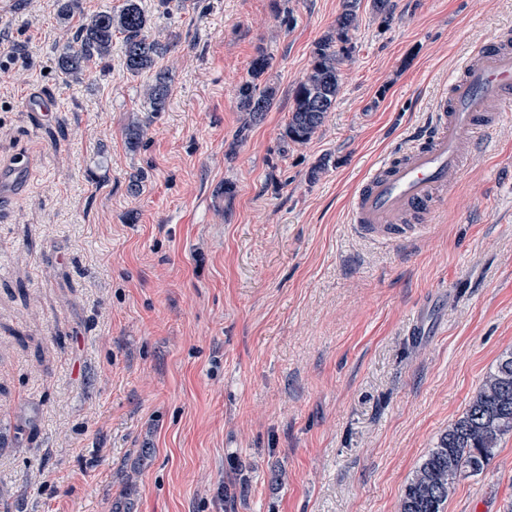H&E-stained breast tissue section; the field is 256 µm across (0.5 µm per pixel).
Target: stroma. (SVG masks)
Segmentation results:
<instances>
[{
    "label": "stroma",
    "mask_w": 512,
    "mask_h": 512,
    "mask_svg": "<svg viewBox=\"0 0 512 512\" xmlns=\"http://www.w3.org/2000/svg\"><path fill=\"white\" fill-rule=\"evenodd\" d=\"M392 2L386 21L361 7L303 144L283 137L293 89L342 0H141L170 45L162 112L121 36L106 71L65 80L57 0L0 6V167L33 158L0 213V512H399L512 349V117L424 239L359 235L350 198L469 53L512 35V0ZM261 49L277 96L243 135ZM511 503L509 434L446 512Z\"/></svg>",
    "instance_id": "1"
}]
</instances>
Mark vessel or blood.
<instances>
[{
	"mask_svg": "<svg viewBox=\"0 0 512 512\" xmlns=\"http://www.w3.org/2000/svg\"><path fill=\"white\" fill-rule=\"evenodd\" d=\"M512 106V41L475 48L412 145L389 157L355 189L351 221L373 240L423 237L427 216L480 136Z\"/></svg>",
	"mask_w": 512,
	"mask_h": 512,
	"instance_id": "obj_1",
	"label": "vessel or blood"
}]
</instances>
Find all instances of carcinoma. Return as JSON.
<instances>
[{"instance_id": "cac0c4a2", "label": "carcinoma", "mask_w": 512, "mask_h": 512, "mask_svg": "<svg viewBox=\"0 0 512 512\" xmlns=\"http://www.w3.org/2000/svg\"><path fill=\"white\" fill-rule=\"evenodd\" d=\"M362 0H343L331 31L315 45L306 74L293 90V107L285 137L305 143L322 126L336 104L341 89L340 66L355 49ZM57 17L75 25L74 45L59 55L57 69L66 78L91 66L106 67L112 56V35L123 37L122 63L137 75L151 70L168 45L152 37V22L140 0H124L117 11L81 12L79 0H58ZM271 58L262 49L252 60L250 78L238 88L239 108L245 113L242 129L259 122L270 111L277 89L265 75ZM170 90L168 78L155 74L146 98L154 112L165 109ZM512 433V351L503 353L482 380L465 412L444 432L405 485L399 512H444L457 476L482 472L494 459L502 438Z\"/></svg>"}]
</instances>
